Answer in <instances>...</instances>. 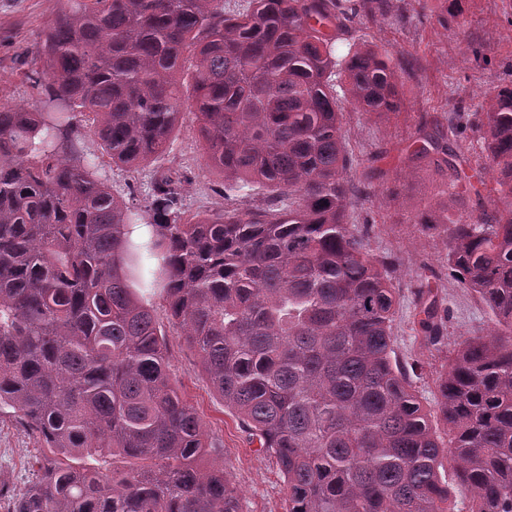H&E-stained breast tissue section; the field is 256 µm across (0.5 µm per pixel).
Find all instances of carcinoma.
Masks as SVG:
<instances>
[{
    "mask_svg": "<svg viewBox=\"0 0 512 512\" xmlns=\"http://www.w3.org/2000/svg\"><path fill=\"white\" fill-rule=\"evenodd\" d=\"M34 72L39 105L0 107V411L41 442L9 512H240L168 370V330L273 457L287 512H512V81L477 104L488 166L443 124L453 194L506 206L424 227L491 312L435 379L443 442L395 358L394 268L348 224L345 105L397 112L393 50L335 43L393 0H61ZM195 116L224 207L189 210L154 172L144 204L107 185ZM263 204L242 208L254 188ZM151 227L137 244L129 226ZM160 289L167 323L142 296ZM425 341L448 309L417 293ZM454 474L440 471L442 459ZM470 494L457 500V487Z\"/></svg>",
    "mask_w": 512,
    "mask_h": 512,
    "instance_id": "cac0c4a2",
    "label": "carcinoma"
}]
</instances>
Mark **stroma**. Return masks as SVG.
Masks as SVG:
<instances>
[{
	"label": "stroma",
	"instance_id": "obj_1",
	"mask_svg": "<svg viewBox=\"0 0 512 512\" xmlns=\"http://www.w3.org/2000/svg\"><path fill=\"white\" fill-rule=\"evenodd\" d=\"M59 0H0V106L35 107L38 93L29 74ZM458 24L442 25V0H396L386 18L357 21L336 43L346 51L351 42L384 44L411 62L402 77V105L385 116L347 107L345 130L355 159L351 171L353 205L349 221L363 232L375 259L393 262V286L400 307L393 322L395 355L423 367L413 385L430 412H437L435 379L455 344L488 331L489 313L476 295L448 275V249L443 237L425 232L421 215L451 208L461 215L480 206L499 204L496 192H483L482 203L451 199L448 174L433 157L408 160V148L433 119L451 117L455 139L472 167L486 165L480 150L481 131L473 96L494 94L512 79V0H460ZM173 168L187 176L186 203L195 211L224 204V176L210 169L199 141L194 115H185L167 154L149 166H107L112 192L126 198L143 194L155 170ZM432 288L450 316L440 344L424 346L415 337L413 314L418 290ZM169 369L179 379L180 393L192 405L214 448L208 463L223 466L237 487L242 512H286L283 483L272 457L257 454L256 444L237 416L225 409L195 355L170 336ZM40 450L36 439L0 414V482L23 485L32 477Z\"/></svg>",
	"mask_w": 512,
	"mask_h": 512
}]
</instances>
